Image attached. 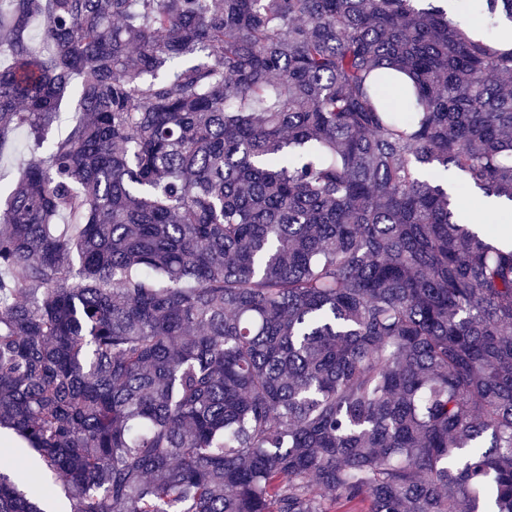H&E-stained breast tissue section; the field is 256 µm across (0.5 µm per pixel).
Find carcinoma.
Segmentation results:
<instances>
[{
    "instance_id": "obj_1",
    "label": "carcinoma",
    "mask_w": 512,
    "mask_h": 512,
    "mask_svg": "<svg viewBox=\"0 0 512 512\" xmlns=\"http://www.w3.org/2000/svg\"><path fill=\"white\" fill-rule=\"evenodd\" d=\"M438 2L0 0V428L70 512H512V244L437 178L512 203V0ZM60 116L45 133V138L51 140L64 134L68 127L75 121L79 112V99L76 94L66 95L59 105ZM30 139L26 131L13 134L0 149V184L15 183L22 171V164L29 157Z\"/></svg>"
}]
</instances>
